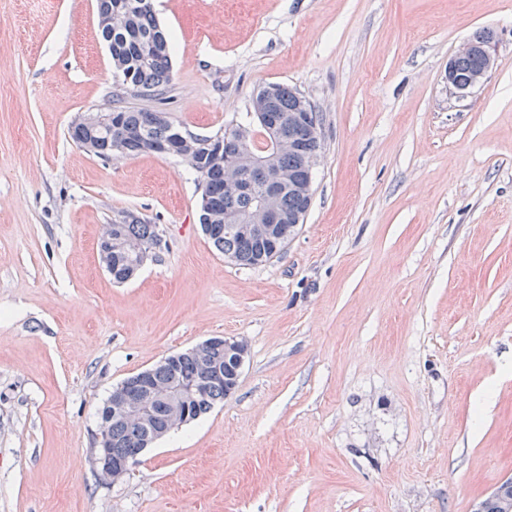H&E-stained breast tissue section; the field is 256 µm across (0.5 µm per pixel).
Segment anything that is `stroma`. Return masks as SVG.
<instances>
[{
    "label": "stroma",
    "instance_id": "35a3bbf8",
    "mask_svg": "<svg viewBox=\"0 0 512 512\" xmlns=\"http://www.w3.org/2000/svg\"><path fill=\"white\" fill-rule=\"evenodd\" d=\"M162 108L210 136L282 82L322 114L303 224L245 267L201 232L173 155L112 162L68 127L115 74L95 0H0V512H473L512 476V0H159ZM498 67L464 99L477 30ZM124 211L157 260L115 283ZM213 336L236 391L100 484L113 387ZM495 41V32L491 29H484L481 33L473 34L449 57L445 77L448 88L452 90L456 97L460 99L468 97L475 88L480 87L484 83L489 74L497 67L498 59L495 53ZM474 57L479 58L481 61L480 67L475 70L473 69L476 67L477 62L472 59ZM467 75L468 77H466ZM102 233L103 241L111 248L99 241L98 252L100 261L105 255V259L109 266V273L112 279L118 283L131 279L140 269L138 263L132 257L139 259L140 267L144 266L149 260H154L157 251L161 246L160 237L157 238L158 232L155 224H148L142 217L133 212H121L118 220L112 221V224L105 225ZM122 238H136L145 245L153 247L146 249L145 245L139 242ZM157 238V240H156ZM156 240V241H155ZM132 256V257H130Z\"/></svg>",
    "mask_w": 512,
    "mask_h": 512
}]
</instances>
